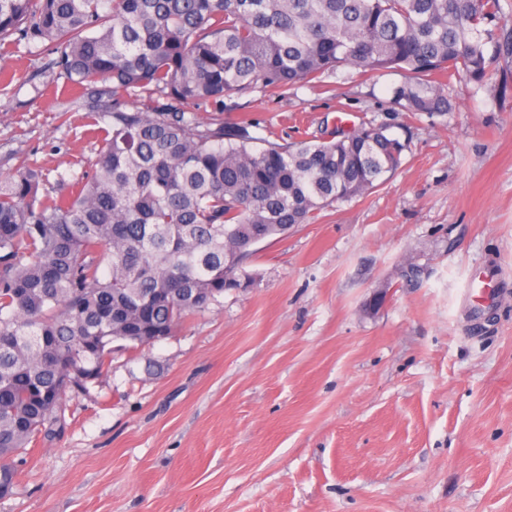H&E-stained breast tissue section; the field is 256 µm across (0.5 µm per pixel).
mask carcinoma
Here are the masks:
<instances>
[{
    "mask_svg": "<svg viewBox=\"0 0 512 512\" xmlns=\"http://www.w3.org/2000/svg\"><path fill=\"white\" fill-rule=\"evenodd\" d=\"M503 18L501 0H0V42L57 53L78 90L59 111L106 125L90 174L50 191L24 160L0 176V475L17 483L28 445L64 431L113 341L168 336L248 287L257 241L370 193L407 148L376 120L271 141L224 119L227 100L407 70L392 103L444 114L439 79L486 83ZM496 41L512 54V32Z\"/></svg>",
    "mask_w": 512,
    "mask_h": 512,
    "instance_id": "carcinoma-1",
    "label": "carcinoma"
}]
</instances>
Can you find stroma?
I'll return each instance as SVG.
<instances>
[{
    "instance_id": "35a3bbf8",
    "label": "stroma",
    "mask_w": 512,
    "mask_h": 512,
    "mask_svg": "<svg viewBox=\"0 0 512 512\" xmlns=\"http://www.w3.org/2000/svg\"><path fill=\"white\" fill-rule=\"evenodd\" d=\"M0 72V176L20 157L81 176L98 128L54 112L43 49L0 42ZM405 78L237 103L260 136L319 138L407 121ZM447 92L386 183L260 243L250 287L154 345L113 342L0 512H512V89Z\"/></svg>"
}]
</instances>
